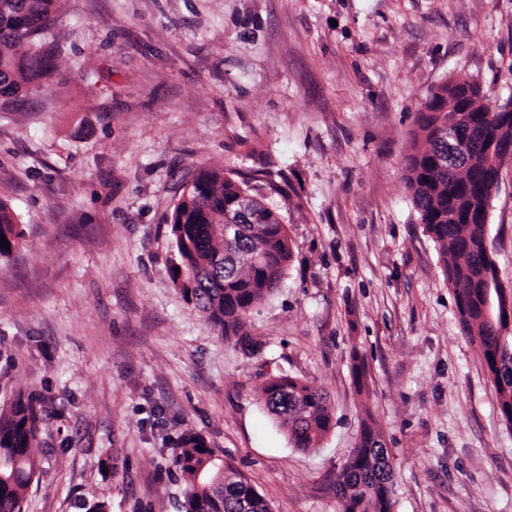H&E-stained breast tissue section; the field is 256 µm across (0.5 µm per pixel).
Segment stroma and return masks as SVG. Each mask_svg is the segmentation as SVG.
<instances>
[{
  "label": "stroma",
  "instance_id": "obj_1",
  "mask_svg": "<svg viewBox=\"0 0 512 512\" xmlns=\"http://www.w3.org/2000/svg\"><path fill=\"white\" fill-rule=\"evenodd\" d=\"M44 49L53 79L0 106V201L24 231L0 257V410L43 400L23 512H182L188 433L271 512H341L367 414L395 512H512V425L403 179L431 88L512 95V0H62ZM209 167L249 180L293 249L247 316L252 354L172 282L164 218ZM488 227L510 288L512 163ZM271 372L327 393L317 448L261 405Z\"/></svg>",
  "mask_w": 512,
  "mask_h": 512
}]
</instances>
